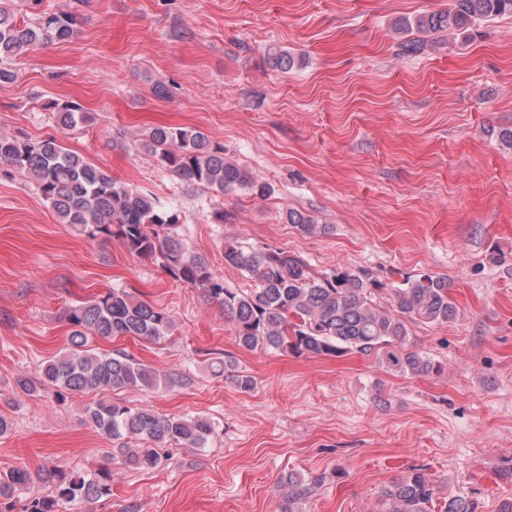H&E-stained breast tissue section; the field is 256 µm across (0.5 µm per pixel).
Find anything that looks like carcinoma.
<instances>
[{
	"label": "carcinoma",
	"mask_w": 512,
	"mask_h": 512,
	"mask_svg": "<svg viewBox=\"0 0 512 512\" xmlns=\"http://www.w3.org/2000/svg\"><path fill=\"white\" fill-rule=\"evenodd\" d=\"M12 0H0V82L14 79L13 62L39 44L66 42L76 32L73 12L46 13L35 25L16 20ZM512 15V0H451L448 9L420 14L399 22L402 32L467 36L478 21ZM275 67L291 70L302 59L286 50L269 53ZM61 129L84 126L89 113L68 101L45 104ZM142 148L181 182L222 193L245 188L260 197L267 186L245 169L224 158L197 128L156 127ZM0 164L36 185L58 220L90 240L119 239L138 257L160 261L177 281L199 289L224 306L239 346L247 350L279 351L296 356L342 357L357 352L375 355L388 371L420 377L439 374L442 366L431 357L409 349L408 323H443L456 318L457 306L448 278L434 273L407 277L384 288L364 271L336 270L313 275L304 260L281 248H247L237 239L224 241V261L253 282L247 289L231 288L207 258L191 251L177 228L176 211L152 193L134 189L112 177L110 171L65 147L56 137L32 140L0 134ZM287 223L298 231L326 233L329 225L298 209L286 212ZM71 327L69 350L45 361L38 376H22L18 386L26 393L50 388L63 402L74 393L117 389H169L179 379L121 353L92 348L94 338L131 336L159 340L172 332L167 312L140 300L124 288L78 304L66 312ZM212 372L231 379L243 391L253 379L237 369L235 360L218 358ZM94 429L119 441L132 439L134 447L112 449L134 469H155L163 462L160 450L171 445L203 448L214 432L204 418H183L146 407H129L111 400L84 409ZM325 477L306 480L289 474L281 482L285 512H300L301 504L323 484ZM42 487L30 496L23 512H58L64 503H94L111 494L107 473L84 474L65 469L17 466L0 471V512H14L15 493ZM436 487L420 469L390 482L382 490L384 512H477L465 493L448 498L433 510Z\"/></svg>",
	"instance_id": "obj_1"
}]
</instances>
